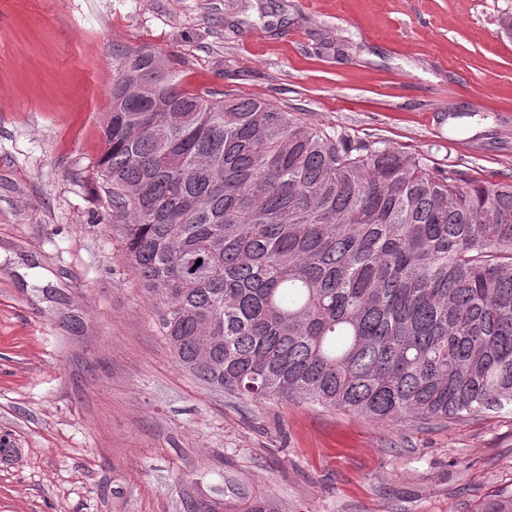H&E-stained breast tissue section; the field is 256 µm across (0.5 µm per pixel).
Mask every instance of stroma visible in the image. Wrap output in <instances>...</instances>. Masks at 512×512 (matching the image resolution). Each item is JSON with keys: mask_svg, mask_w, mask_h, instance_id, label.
Wrapping results in <instances>:
<instances>
[{"mask_svg": "<svg viewBox=\"0 0 512 512\" xmlns=\"http://www.w3.org/2000/svg\"><path fill=\"white\" fill-rule=\"evenodd\" d=\"M512 0H0V512H481L512 407L448 422L257 404L182 369L94 197L112 55L512 178ZM240 494L224 490V483Z\"/></svg>", "mask_w": 512, "mask_h": 512, "instance_id": "35a3bbf8", "label": "stroma"}]
</instances>
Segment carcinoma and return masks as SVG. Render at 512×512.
<instances>
[{
    "mask_svg": "<svg viewBox=\"0 0 512 512\" xmlns=\"http://www.w3.org/2000/svg\"><path fill=\"white\" fill-rule=\"evenodd\" d=\"M112 59L95 179L182 368L379 420L512 405V183Z\"/></svg>",
    "mask_w": 512,
    "mask_h": 512,
    "instance_id": "carcinoma-1",
    "label": "carcinoma"
}]
</instances>
